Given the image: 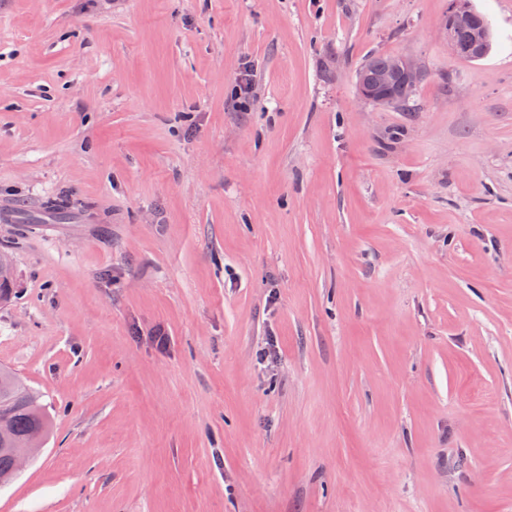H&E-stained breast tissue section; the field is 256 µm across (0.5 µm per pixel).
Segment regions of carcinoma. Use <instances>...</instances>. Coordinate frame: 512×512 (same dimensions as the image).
<instances>
[{"instance_id":"carcinoma-1","label":"carcinoma","mask_w":512,"mask_h":512,"mask_svg":"<svg viewBox=\"0 0 512 512\" xmlns=\"http://www.w3.org/2000/svg\"><path fill=\"white\" fill-rule=\"evenodd\" d=\"M390 56L375 54L368 57L361 68L370 75L382 72L389 64ZM0 414L10 418L13 440L4 444L6 448L18 446L33 430L40 428L49 432L51 419L45 412L39 395L20 384L16 374L0 368Z\"/></svg>"}]
</instances>
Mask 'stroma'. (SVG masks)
<instances>
[{
	"label": "stroma",
	"instance_id": "stroma-1",
	"mask_svg": "<svg viewBox=\"0 0 512 512\" xmlns=\"http://www.w3.org/2000/svg\"><path fill=\"white\" fill-rule=\"evenodd\" d=\"M473 5L479 60L448 0H0V367L52 419L0 512H512V0ZM472 8L473 6L471 7L469 0L449 1L448 10L451 25L458 29L473 31V40L469 44H464L458 40L454 29L448 27V25H442L446 40L448 41V51L454 57L477 59L482 56L480 43H486L488 32L485 24L478 22L476 14L487 23L488 20L482 13ZM390 57L396 56L375 54L361 64L359 69L365 68L367 72L360 70L357 74L358 95L365 102L404 107L410 100L414 89L401 90L396 105L390 89L397 78L410 88L416 87L423 77V70L420 64L411 57L399 56L391 59ZM389 60H391V64L388 66ZM367 73L379 74L372 80Z\"/></svg>",
	"mask_w": 512,
	"mask_h": 512
}]
</instances>
